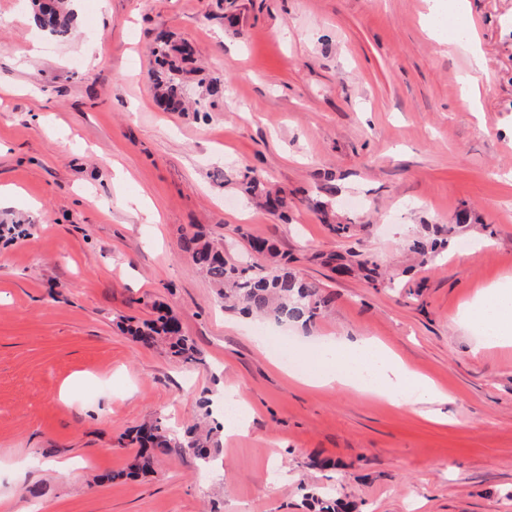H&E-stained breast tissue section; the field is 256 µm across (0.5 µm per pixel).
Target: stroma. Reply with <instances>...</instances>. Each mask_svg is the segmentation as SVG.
Masks as SVG:
<instances>
[{
  "label": "stroma",
  "instance_id": "stroma-1",
  "mask_svg": "<svg viewBox=\"0 0 512 512\" xmlns=\"http://www.w3.org/2000/svg\"><path fill=\"white\" fill-rule=\"evenodd\" d=\"M80 35L41 36L25 0H0V495L12 512H308L300 484L342 482L356 512H512V347L481 348L458 315L512 276V0H467L484 58L430 31L428 0H77ZM194 44L224 79L209 119L161 111L149 72L158 32ZM41 52L29 56L33 40ZM250 168L284 191L257 209L227 176ZM334 181L332 235L304 199ZM470 224L428 269L407 241L424 224ZM199 225L235 261L268 238L334 297L311 329H275L290 360L328 337L369 336L443 393L406 410L310 387L275 368L269 321L224 309L181 238ZM373 254L408 288L375 291L308 262ZM178 317L194 364L134 343L126 317ZM245 427L219 464L157 456L150 475L109 481L137 452L129 430L179 429L224 411ZM68 462L67 471L56 468ZM40 496H31V488Z\"/></svg>",
  "mask_w": 512,
  "mask_h": 512
}]
</instances>
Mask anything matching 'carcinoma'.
Returning a JSON list of instances; mask_svg holds the SVG:
<instances>
[{"instance_id":"1","label":"carcinoma","mask_w":512,"mask_h":512,"mask_svg":"<svg viewBox=\"0 0 512 512\" xmlns=\"http://www.w3.org/2000/svg\"><path fill=\"white\" fill-rule=\"evenodd\" d=\"M35 25L58 41L71 40L77 36L74 12L67 8L68 0H28ZM155 67L150 79L159 108L165 112L185 113L190 104H195L193 114L209 118V109L224 98V82L210 77L196 66L195 48L187 40L176 41L167 32L155 38L152 49ZM195 84L198 98L191 102L186 90ZM242 194L270 213L282 215L288 210V197L273 190L255 171L247 170L240 175ZM324 198L315 203L324 224L331 233L339 237H351L356 225L336 220V203L333 197L336 188L322 187ZM448 231L431 224L422 229L408 242V251L418 264L433 261L448 248ZM250 248L263 256L266 265L253 271L251 266L231 262L224 257V249L203 229L198 228L184 234L182 250L194 270L209 279L219 298L228 310L244 315L273 319L281 324L299 323L306 327L319 318L333 303V296L298 276L289 266L290 258L278 250L269 239L248 240ZM321 263L339 275H357L374 289L397 290L404 287L401 281L380 272L373 256L350 251L345 255L329 254L321 257ZM127 333L144 348L161 349L169 357L182 363L197 360L194 341L186 336L178 319L165 311L155 319H146L126 326ZM218 427L202 428L195 424L180 436L172 433L160 421L145 423L128 435L129 441L138 445V450L128 470L113 473L110 480L137 477L152 471L156 452L166 453L173 448L193 454L204 467L214 464L218 457L214 449L219 447ZM304 491V500L310 512H348L352 505L346 501L343 484L332 490L312 489Z\"/></svg>"}]
</instances>
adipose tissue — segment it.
Masks as SVG:
<instances>
[{"instance_id":"1","label":"adipose tissue","mask_w":512,"mask_h":512,"mask_svg":"<svg viewBox=\"0 0 512 512\" xmlns=\"http://www.w3.org/2000/svg\"><path fill=\"white\" fill-rule=\"evenodd\" d=\"M462 318L480 345L511 346L512 279L502 278L484 288L467 304ZM295 376L306 383L350 386L411 409L441 398L421 375L367 337L322 342L314 363H302Z\"/></svg>"}]
</instances>
